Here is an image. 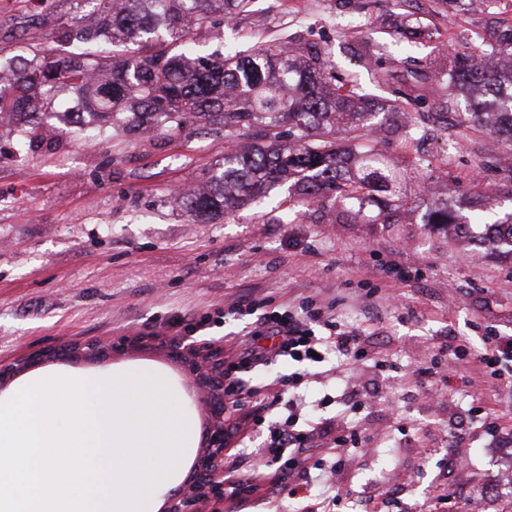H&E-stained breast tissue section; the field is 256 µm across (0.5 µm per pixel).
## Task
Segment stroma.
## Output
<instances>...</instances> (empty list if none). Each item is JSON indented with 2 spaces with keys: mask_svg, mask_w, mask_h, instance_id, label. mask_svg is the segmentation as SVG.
I'll return each instance as SVG.
<instances>
[{
  "mask_svg": "<svg viewBox=\"0 0 512 512\" xmlns=\"http://www.w3.org/2000/svg\"><path fill=\"white\" fill-rule=\"evenodd\" d=\"M512 21V0L456 13L438 0L395 7L393 0H256L251 14L225 24L211 16L199 31L207 49H246L284 36L330 47L346 80L383 101L402 90L407 111L387 115L375 146L407 174L406 202L384 222L337 219L332 208L303 207L290 224L266 219L269 204L214 224H195L172 195L201 182L224 155L223 136L190 127L163 138L124 134L85 144L73 130L52 150L19 158L0 129V365L63 342L117 336L219 339L238 351L250 317L225 305L255 299L260 312L314 297L327 320L363 336L367 360L328 355L315 378L290 391L302 421L357 427L335 479L337 512H364L369 498L398 491L385 512H428L439 488L445 512H512V473L470 407L486 406L512 429V384H468L448 374L429 401L420 368L443 372L449 337L512 332V258L425 223L408 203L422 197L478 205L480 194L512 205V146L448 117L440 74L448 55L493 34L491 18ZM75 21L71 0H0V58L25 44H51ZM425 115L439 137L404 139L396 129ZM163 370L184 415L204 429L203 405L181 366L156 345L112 360H55L40 374L89 381L118 368ZM32 372V373H35ZM445 372V371H444ZM32 373L0 387L9 400ZM330 405H321L323 396ZM497 484L488 497L484 488ZM223 512H328L319 498H278L271 506L225 499Z\"/></svg>",
  "mask_w": 512,
  "mask_h": 512,
  "instance_id": "1",
  "label": "stroma"
}]
</instances>
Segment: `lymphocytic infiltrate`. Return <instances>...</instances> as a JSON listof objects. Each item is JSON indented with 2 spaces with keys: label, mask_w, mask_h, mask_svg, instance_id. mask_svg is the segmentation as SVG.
<instances>
[{
  "label": "lymphocytic infiltrate",
  "mask_w": 512,
  "mask_h": 512,
  "mask_svg": "<svg viewBox=\"0 0 512 512\" xmlns=\"http://www.w3.org/2000/svg\"><path fill=\"white\" fill-rule=\"evenodd\" d=\"M313 300H306L302 310L290 308L259 315L260 320L251 332V346L224 361V396L233 413L241 415L246 423L265 427L263 462L257 469L240 472L235 462H228L224 471V491L229 496L248 495L263 501L280 493L288 497L308 496L311 485L302 480L307 461L313 449V434L301 425L296 413H288L282 426L269 429L265 415L282 402V388H298L318 363L320 356L337 351L346 359L367 358L362 336L343 330L336 335L321 336L312 327L319 313ZM280 360L287 364L286 373L277 376V389L258 386L246 380L247 372L257 370ZM448 362L466 369L471 384L501 381L503 368L512 363V334L490 332L482 338L481 348H474L469 340H459L452 346Z\"/></svg>",
  "instance_id": "obj_1"
}]
</instances>
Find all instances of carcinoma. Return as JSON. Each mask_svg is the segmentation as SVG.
Listing matches in <instances>:
<instances>
[{
  "mask_svg": "<svg viewBox=\"0 0 512 512\" xmlns=\"http://www.w3.org/2000/svg\"><path fill=\"white\" fill-rule=\"evenodd\" d=\"M252 0H74L89 23L64 29L52 47L32 45L0 72V124L28 154L56 147L70 126L103 140L111 131L165 136L203 125L224 135L219 167L191 191L176 193L197 224L223 220L271 188L291 206L339 207L348 215L401 200L403 170L368 140L380 127L369 97L335 83L333 51L309 41L232 47L205 53L193 31L213 14L232 21ZM136 46L109 61L102 44ZM442 80L448 107L477 133L508 134L512 145V23L454 53ZM71 101L58 98L60 89ZM435 224L493 230L492 249L512 256V210L484 199L468 216L446 199L426 201Z\"/></svg>",
  "mask_w": 512,
  "mask_h": 512,
  "instance_id": "1",
  "label": "carcinoma"
}]
</instances>
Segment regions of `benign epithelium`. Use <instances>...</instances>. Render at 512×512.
Returning a JSON list of instances; mask_svg holds the SVG:
<instances>
[{
  "instance_id": "7a95c632",
  "label": "benign epithelium",
  "mask_w": 512,
  "mask_h": 512,
  "mask_svg": "<svg viewBox=\"0 0 512 512\" xmlns=\"http://www.w3.org/2000/svg\"><path fill=\"white\" fill-rule=\"evenodd\" d=\"M157 340L156 336H119L27 352L0 366V386L50 359L105 363L130 347L146 346ZM160 344L184 367L187 381L207 410L204 450L189 478L169 495L165 512H217L212 505L224 501V453L233 441L232 420L224 406V341L201 342L190 336H179L166 338Z\"/></svg>"
}]
</instances>
